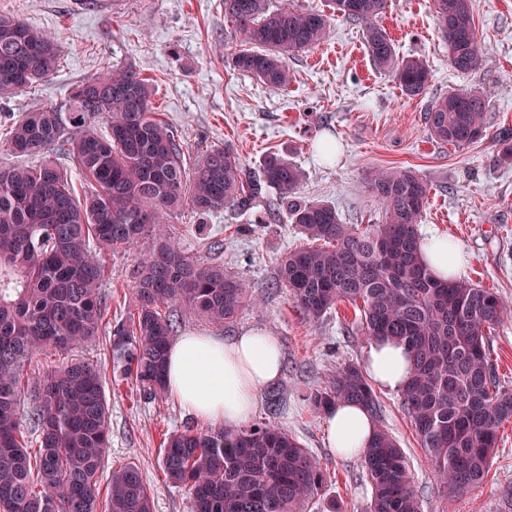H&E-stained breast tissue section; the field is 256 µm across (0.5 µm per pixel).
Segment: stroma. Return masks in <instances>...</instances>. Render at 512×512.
Wrapping results in <instances>:
<instances>
[{
  "label": "stroma",
  "mask_w": 512,
  "mask_h": 512,
  "mask_svg": "<svg viewBox=\"0 0 512 512\" xmlns=\"http://www.w3.org/2000/svg\"><path fill=\"white\" fill-rule=\"evenodd\" d=\"M327 14L326 41L288 60V88H269L233 69L227 53L240 39L224 18L223 0H0V14L20 17L55 37L62 56L57 72L33 87L0 97V122L25 112L63 105L88 78L133 66L149 78L160 120L180 140L187 164L210 147L229 146L247 169L257 172L276 154L302 167L298 189L307 200L335 205L342 223L375 224L381 218L368 177L386 168L410 169L432 186L418 226L420 236H445L466 251L461 278L493 289L512 307V166L499 164L495 136L512 130V0H472L474 19L488 64L474 75L448 65L432 0H389L378 20L402 57L427 60L425 95H405L377 70L360 24L333 12L329 0H271ZM482 90L489 104L488 130L478 142L457 148L432 138L424 122L427 106L449 91ZM278 194L267 189L252 211L224 209L200 216L183 207L167 230L184 252L223 265L259 297L228 328L213 326L180 310L179 334L232 337L248 330L276 336L282 374L273 393H262L254 421H272L298 438L330 475L310 512H365L371 488L361 458L339 456L328 443L326 415L313 412L303 396L345 365L361 364L367 347L357 334L356 312L340 304L319 322L307 321L286 289L277 288L278 259L303 243L285 211L270 212ZM266 223H257V216ZM138 256L132 250L107 254L102 282L103 319L98 336L81 351L101 363L109 404L107 468L136 463L154 493V512H191L187 490L166 483L160 444L167 433L199 426L173 397L151 403L112 371L111 327L132 303ZM279 408L271 410L270 397ZM381 423L403 448L419 490L422 512H512V422L499 432L487 479L477 488L450 495L431 479V463L417 443L399 393L378 391Z\"/></svg>",
  "instance_id": "1"
}]
</instances>
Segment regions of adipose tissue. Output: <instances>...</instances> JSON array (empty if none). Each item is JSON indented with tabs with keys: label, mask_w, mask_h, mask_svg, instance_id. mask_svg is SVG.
Here are the masks:
<instances>
[{
	"label": "adipose tissue",
	"mask_w": 512,
	"mask_h": 512,
	"mask_svg": "<svg viewBox=\"0 0 512 512\" xmlns=\"http://www.w3.org/2000/svg\"><path fill=\"white\" fill-rule=\"evenodd\" d=\"M464 248L440 236L426 238L422 254L430 272L440 280L458 272ZM282 369L277 339L263 331L230 338L188 333L168 349L166 391L201 420L228 428L247 422L256 412L263 389L276 382ZM364 374L386 391H401L410 377L403 346L389 340L371 342L364 354ZM330 447L343 457L362 454L375 423L357 403L341 402L327 414Z\"/></svg>",
	"instance_id": "obj_1"
}]
</instances>
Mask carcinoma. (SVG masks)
I'll list each match as a JSON object with an SVG mask.
<instances>
[{"instance_id":"carcinoma-1","label":"carcinoma","mask_w":512,"mask_h":512,"mask_svg":"<svg viewBox=\"0 0 512 512\" xmlns=\"http://www.w3.org/2000/svg\"><path fill=\"white\" fill-rule=\"evenodd\" d=\"M223 4L224 18L244 42L229 63L274 89L292 81L289 57L328 36V16L319 12L272 10L269 0ZM333 5L364 26L378 70L391 74L409 97L426 93L427 61L399 57L377 24L388 0ZM433 5L451 69L481 71L487 57L472 0ZM59 63L54 39L20 18L0 15L1 95L52 75ZM424 119L437 141L474 143L487 132L484 94L475 87L450 91L431 102ZM99 122L107 133L95 129ZM498 144V162L512 165V134L503 133ZM0 150L19 158L0 166V512H153V494L134 463L112 469L108 493L101 495L109 445L102 365L73 358L28 367L36 355L75 350L99 334L101 255L137 249L134 313L112 328V368L144 399L163 398L175 312L187 308L228 327L255 303L243 280L186 255L163 224L185 204L199 215L249 210L268 188L276 189L278 206L311 242L281 257L279 285L308 321L348 302L359 307L367 341L390 337L403 344L411 378L401 403L432 478L450 494L484 482L499 428L512 422V391L499 385L487 342L512 310L488 288L430 273L417 224L432 186L416 173L384 169L370 175L382 220L363 230L342 223L334 205L296 196L306 173L276 155L256 175L233 149L215 147L189 174L182 146L153 111L149 80L132 66L87 79L64 108L43 107L11 121ZM48 151L79 168L87 181L83 194L54 161H27ZM304 400L317 413L356 402L380 417L378 396L354 364ZM160 456L167 481L188 491L191 512H308L330 478L295 436L270 421L173 431ZM362 468L372 492L368 512H421L407 457L381 424Z\"/></svg>"}]
</instances>
